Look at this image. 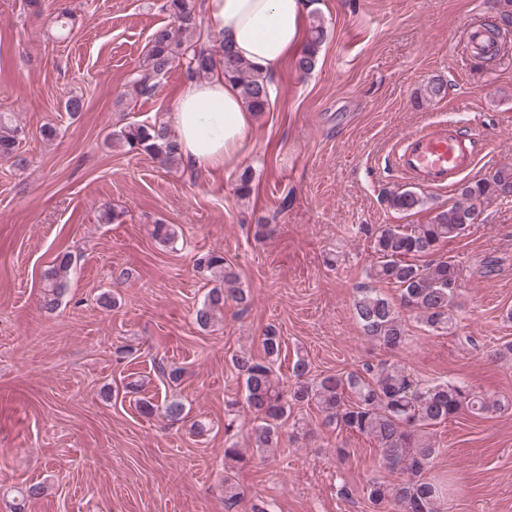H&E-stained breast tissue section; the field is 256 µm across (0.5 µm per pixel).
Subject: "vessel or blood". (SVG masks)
<instances>
[{
	"label": "vessel or blood",
	"mask_w": 512,
	"mask_h": 512,
	"mask_svg": "<svg viewBox=\"0 0 512 512\" xmlns=\"http://www.w3.org/2000/svg\"><path fill=\"white\" fill-rule=\"evenodd\" d=\"M474 142L452 123L434 122L405 137L396 153L401 172L434 188H449L470 166Z\"/></svg>",
	"instance_id": "obj_1"
}]
</instances>
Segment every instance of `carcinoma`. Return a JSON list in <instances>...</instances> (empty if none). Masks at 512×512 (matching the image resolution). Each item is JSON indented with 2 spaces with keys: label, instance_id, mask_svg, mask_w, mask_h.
I'll return each mask as SVG.
<instances>
[{
  "label": "carcinoma",
  "instance_id": "1",
  "mask_svg": "<svg viewBox=\"0 0 512 512\" xmlns=\"http://www.w3.org/2000/svg\"><path fill=\"white\" fill-rule=\"evenodd\" d=\"M163 8L173 19L170 27L156 29L148 43L144 64L128 81L130 96L153 93L160 80L173 66L184 69L187 78H204L220 68L224 79L236 83L243 102L253 112H264L270 102V86L265 77L229 48L216 50L201 41L197 31L200 11L197 0H165ZM327 28L321 17H313L306 43L294 60V69L302 75L316 66L319 48L326 40ZM21 129L0 119V159L23 165L18 154ZM112 140L130 149L143 150L165 165L181 160L180 147L170 129L157 120L151 123H130L112 133ZM512 197V166L504 165L493 173L477 179L462 180L455 188V197L446 208L433 210L425 224H383L370 232L375 262L368 277L393 285L399 291L393 300L377 288H362L354 301V313L369 340L390 350L402 348L408 339L405 315L413 316L431 331L442 332L453 325L455 302L459 288V266L440 258L421 267L411 258L428 256L439 247L465 235L472 215L479 205ZM390 210L409 213L422 209L426 199L412 189L391 192L386 197ZM73 265L69 252H60L45 273L47 281L41 306L48 311L58 308L67 288ZM196 270L217 278L220 284L209 289L195 321L202 329L210 327L216 314L231 303L247 308L248 291L240 286L239 276L224 254L207 251L194 258ZM263 356L241 351L232 358L234 368L244 381V401L227 404L228 411L240 405L254 416L249 441L258 449L273 447V440L292 415L295 405L313 404L323 415V425L348 431L373 440L380 448L382 464L393 480H372L366 487L374 507L390 506L391 512H440V501L447 485L430 475L439 448L430 429L463 411L479 415L501 408L500 402L474 391L457 381L423 383L397 361L381 360L365 363L351 371L308 377L307 360L299 356L292 372L294 386L284 390L275 374L274 365L282 352V336L270 326L261 341ZM163 410L170 421L184 419L185 407L177 399L158 406L151 400L139 402L141 414L150 416ZM224 441V460L246 461L247 450L240 446L230 428ZM43 487L31 484L20 492V501L11 512H24L26 503L42 494ZM239 492L232 482V473L225 470L224 509L233 512Z\"/></svg>",
  "mask_w": 512,
  "mask_h": 512
}]
</instances>
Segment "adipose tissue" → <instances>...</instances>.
<instances>
[{"mask_svg":"<svg viewBox=\"0 0 512 512\" xmlns=\"http://www.w3.org/2000/svg\"><path fill=\"white\" fill-rule=\"evenodd\" d=\"M310 8L309 0H206L205 14L219 43L271 78L302 50ZM167 125L183 163L229 168L247 147L251 115L237 85L214 73L187 85Z\"/></svg>","mask_w":512,"mask_h":512,"instance_id":"obj_1","label":"adipose tissue"}]
</instances>
